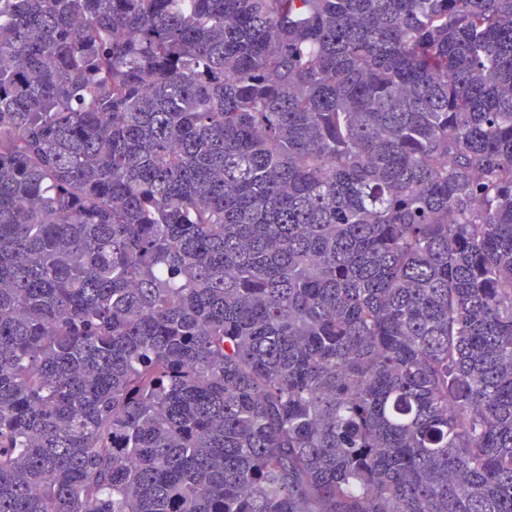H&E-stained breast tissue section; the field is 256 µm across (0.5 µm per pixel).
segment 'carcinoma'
Wrapping results in <instances>:
<instances>
[{"label":"carcinoma","instance_id":"cac0c4a2","mask_svg":"<svg viewBox=\"0 0 512 512\" xmlns=\"http://www.w3.org/2000/svg\"><path fill=\"white\" fill-rule=\"evenodd\" d=\"M0 512H512V0H0Z\"/></svg>","mask_w":512,"mask_h":512}]
</instances>
